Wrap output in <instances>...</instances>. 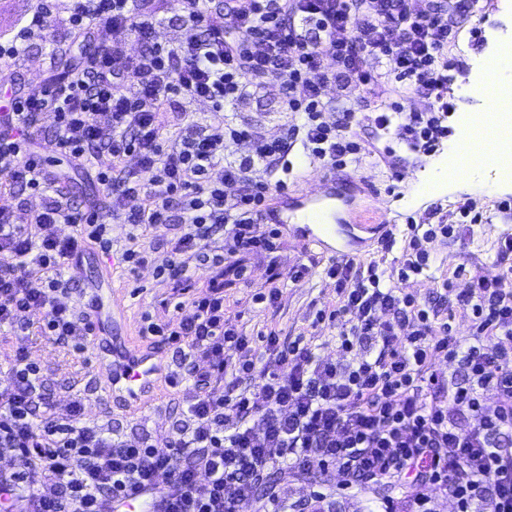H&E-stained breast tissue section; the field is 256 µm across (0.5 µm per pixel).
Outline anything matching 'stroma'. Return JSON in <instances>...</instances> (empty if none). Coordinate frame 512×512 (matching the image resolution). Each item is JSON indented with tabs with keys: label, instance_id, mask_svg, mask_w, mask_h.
Returning a JSON list of instances; mask_svg holds the SVG:
<instances>
[{
	"label": "stroma",
	"instance_id": "obj_1",
	"mask_svg": "<svg viewBox=\"0 0 512 512\" xmlns=\"http://www.w3.org/2000/svg\"><path fill=\"white\" fill-rule=\"evenodd\" d=\"M498 2L482 0L476 13L462 12L456 17L457 25L468 38L463 55L457 56L449 75L458 83L470 85L472 93L463 97L457 91L449 92L448 99L453 105L448 116L451 130H458L460 116L484 99L489 87L486 71L494 56L504 49H512V16H501ZM474 28L479 31L475 38L470 35ZM65 39V33L59 29L54 39L38 41L28 47L24 57L7 73L15 93H28L54 74L58 45ZM268 84L270 93L244 105L239 117L260 124L267 136L277 137L288 116L281 111L275 93L278 78L270 77ZM352 131L363 149L356 162L335 169L336 186L343 196L333 201L331 207V218L341 228L344 248L361 252L363 259L379 261L385 268L396 263L402 246L397 243L390 249H383L384 231L355 233L344 224L347 210L376 205L385 210L386 221L390 224L402 226L412 222L459 227L457 241L430 243V270L405 284V292L416 294L420 300L435 299L442 281L448 278L452 286L447 300L455 302L457 294L469 288L472 274L499 270L498 243L502 236L512 232V214L499 212L497 205L512 197V192L496 189L492 170H482L471 188L445 189L432 196H419L414 189L415 174L438 163L440 153L412 152L400 140L378 133L368 119L361 120ZM290 158L294 163L293 170H276L274 178L286 181L289 192L322 196L321 168L310 163L299 146L293 148ZM46 166L75 204H84L100 195L97 182L77 170L69 158L47 154ZM468 204L483 212L484 221L478 224L462 222L459 210ZM303 230V225L295 221L279 227L282 263L311 261L315 267L304 283L283 289L278 311L261 309L252 302L253 294L266 287L268 270L263 258L251 261L246 281L237 282L227 290L225 305L228 311L237 314L238 327L244 334H255L268 324L279 329L285 338L298 335L312 338L320 354L336 362L340 359L336 350V327L314 321L318 309L335 301L336 290L332 282L321 276L319 265L325 262V255L319 246L304 236ZM126 233L125 226L113 225L111 254H94L81 264L70 266L64 273L70 281L68 299L75 312L84 311L91 290L108 288L117 298V305L106 303L98 311L103 327L102 344H88L86 350L80 352L42 335L34 325L24 330L2 329L0 387L11 381L8 362L14 351L26 349L30 359L40 365L47 376L59 407H66L72 398H82L88 423L111 427L119 438L133 442L145 440L163 449L187 420L184 386L159 382L150 390L147 405L136 410L128 408L120 397L110 395L105 387L99 357L106 347L115 351H150L162 358L168 374H176L179 365L173 345L159 342L154 336L142 335L141 328L148 320L178 322L181 317L190 316L191 311L185 308L178 312L163 305L171 290L167 281L156 276L155 267L165 262V252L154 253L153 264L139 269L137 274L129 273L122 260L127 245ZM461 266L467 273L459 277L455 271ZM270 482L288 512H457L447 495L439 492L429 493L421 499L413 488L386 490L379 485L360 484L345 490L339 488V480L333 476L314 480L306 475L275 473Z\"/></svg>",
	"mask_w": 512,
	"mask_h": 512
}]
</instances>
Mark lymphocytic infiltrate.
Masks as SVG:
<instances>
[{
    "label": "lymphocytic infiltrate",
    "instance_id": "1",
    "mask_svg": "<svg viewBox=\"0 0 512 512\" xmlns=\"http://www.w3.org/2000/svg\"><path fill=\"white\" fill-rule=\"evenodd\" d=\"M182 26L155 37L158 19L146 0H71L64 25L78 35L109 29L104 51L65 78L25 96L0 85V328L38 323L69 342L90 335L88 318L66 301L63 273L89 250H112V227L129 225L122 257L129 272L151 260L141 233L170 224L159 272L191 317L176 329L150 323L143 335L184 346L180 382L189 384V422L166 449L132 443L87 426L82 399L57 409L42 369L24 350L10 360L0 389V454L17 463L0 474V512H97L98 502L167 475V512H241L243 490L272 473L311 468L341 479L414 483L443 492L458 512H512V266L472 276L457 306L431 315L402 283L429 267L428 242L452 239L451 224L408 225L402 257L386 271L355 257L329 260L334 304L316 322L335 323L340 361L322 358L303 337L284 341L267 326L238 330L224 310L227 276L242 277L256 256L268 260L266 292L254 303L276 307L282 288L300 285L311 268L278 258V232L261 220L269 197L285 189L270 174L295 143L322 168L346 166L361 152L343 122H327L330 84L364 90L378 129L395 130L412 149L432 152L451 133L446 120L448 46L459 29L447 0H179ZM56 22L41 0L14 35L0 41V70L46 39ZM139 51H130V43ZM278 75L279 99L300 123L268 137L225 112L266 93ZM433 99L427 112H402L396 98ZM207 103L199 121L195 106ZM53 114L52 149L96 168L103 205L82 207L58 189L33 151L44 114ZM247 154L229 158L228 142ZM136 159V168L126 166ZM27 190L38 208L17 222L13 198ZM71 233L63 234L59 225ZM209 275L197 281L193 271ZM43 287L32 285L33 278ZM471 333L454 336L456 310ZM448 361L461 378L440 375Z\"/></svg>",
    "mask_w": 512,
    "mask_h": 512
}]
</instances>
